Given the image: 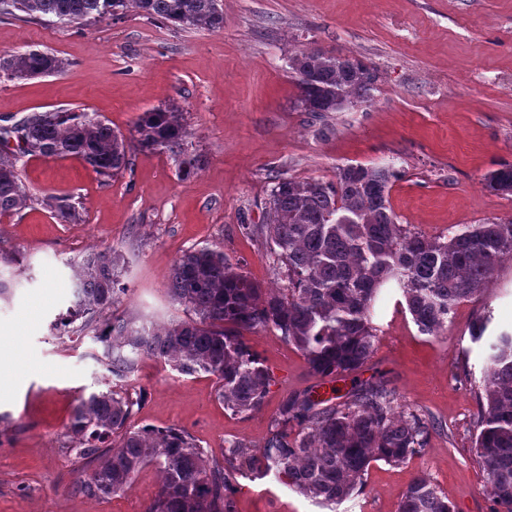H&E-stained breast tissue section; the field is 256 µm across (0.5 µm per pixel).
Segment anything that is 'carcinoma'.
I'll use <instances>...</instances> for the list:
<instances>
[{"mask_svg":"<svg viewBox=\"0 0 512 512\" xmlns=\"http://www.w3.org/2000/svg\"><path fill=\"white\" fill-rule=\"evenodd\" d=\"M129 8L181 27L220 29V0H0V14L19 11L52 15L64 24H94ZM64 62L48 51L27 50L0 60V82L57 74ZM303 112H338L370 98L377 71L348 56L318 49L290 58ZM14 131L24 143L0 148V218L28 206L21 157L82 160L111 178L132 164L131 151L166 153L182 179L200 168L189 150L191 132L171 105L142 113L130 137L83 110L34 112ZM396 172L389 166L348 164L336 179L278 178L270 190L267 222L257 227L284 265L286 284L263 288L224 253L209 248L184 252L167 276L171 299L188 318L154 326L133 317L95 315L118 300L121 257L110 248L92 249L70 260L73 305L55 319L57 329L76 320L94 327L107 370L126 381L145 358L183 374L216 378V396L235 415L262 408L273 379L247 345L255 330L280 333L300 351L311 375L321 379L353 375L373 354L377 329L372 309L381 288L401 290L418 330L439 336L448 315L462 301L482 295L496 268L512 259V218L467 224L446 238L413 232L389 204ZM492 192L512 195V163L484 177ZM46 206L62 224L81 214L68 198L49 197ZM23 253H0V299L14 288ZM491 315L471 327L473 342H485L480 381L471 382L481 412L472 451L486 474L494 512H512V330L486 335ZM136 401L107 390L80 399L68 433L78 458L95 463L81 491L112 496L130 487L146 465L159 472V490L146 512H235L233 471L253 469L251 449L234 442L221 456L179 428H135L129 420ZM298 427L295 433L288 428ZM429 427L414 413L397 411L394 393L380 382H356L346 399L318 400L308 393L285 398L261 452L262 472L326 507L351 497L370 464L400 465L421 452ZM398 512H453L448 496L426 476L403 492Z\"/></svg>","mask_w":512,"mask_h":512,"instance_id":"carcinoma-1","label":"carcinoma"}]
</instances>
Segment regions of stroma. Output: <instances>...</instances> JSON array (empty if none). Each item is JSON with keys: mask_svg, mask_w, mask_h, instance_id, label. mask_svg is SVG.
Instances as JSON below:
<instances>
[{"mask_svg": "<svg viewBox=\"0 0 512 512\" xmlns=\"http://www.w3.org/2000/svg\"><path fill=\"white\" fill-rule=\"evenodd\" d=\"M224 26L183 28L134 10L88 26L50 15L0 14V57L26 50L63 59L62 73L0 82V123L32 112L84 110L129 134L137 117L176 104L203 166L182 179L158 152H134L132 166L104 179L75 158H25L32 202L0 220V251H21L22 274L0 300V512H145L159 477L140 470L123 493L79 490L90 464L70 455L67 428L81 394L113 385L94 332L54 321L73 300L70 258L109 247L123 258L116 309L148 323L184 319L167 275L185 251H223L262 287L284 275L256 228L276 177L335 179L347 164L399 171L389 203L399 223L428 235L512 217V196L483 177L512 163V0H221ZM318 48L374 66L368 103L304 112L288 59ZM66 197L82 219L61 224L44 204ZM400 291L381 289L373 308V354L358 376L322 380L275 333L247 343L273 383L264 407L225 410L215 377L182 375L143 360L134 377L132 426L176 427L220 451L242 442L261 452L283 399L311 392L347 395L355 380L379 381L398 409L429 422L424 450L405 464L371 463L360 489L335 510L290 489L275 474L243 472L235 512H397L424 475L454 512H491L486 477L471 451L479 404L469 377L483 348L469 330L489 311L492 329L512 327V260L484 294L455 306L443 335L419 332Z\"/></svg>", "mask_w": 512, "mask_h": 512, "instance_id": "obj_1", "label": "stroma"}]
</instances>
